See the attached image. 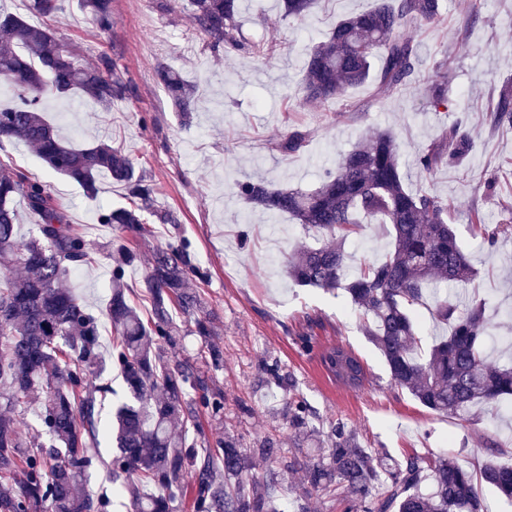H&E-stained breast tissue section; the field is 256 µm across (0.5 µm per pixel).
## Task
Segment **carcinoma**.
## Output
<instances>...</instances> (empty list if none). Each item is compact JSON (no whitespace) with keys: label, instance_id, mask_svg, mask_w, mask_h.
Instances as JSON below:
<instances>
[{"label":"carcinoma","instance_id":"obj_1","mask_svg":"<svg viewBox=\"0 0 512 512\" xmlns=\"http://www.w3.org/2000/svg\"><path fill=\"white\" fill-rule=\"evenodd\" d=\"M315 0H285V16L306 15ZM98 27L112 26V0H79ZM191 22L211 47L242 50L239 0H191ZM443 0H376L375 6L337 21L325 40L306 53L303 98L319 103L374 77L380 95H390L414 75L418 46L399 35L409 22L440 18ZM0 76L16 89V105L0 108V143L31 146L54 172L78 183L93 197L102 175L124 186L130 205L100 210L99 223L127 232L142 229L145 215L174 224L169 212L155 209L154 188L135 173L123 148L99 143L79 148L64 143L43 115L46 94L81 92L108 111L126 95L117 64L106 54L80 62L72 47L47 26H34L0 8ZM155 76L184 117L195 110V88L164 63ZM448 71L429 87L436 104L448 102ZM490 123L512 126V83L503 86L490 108ZM309 146L308 135L292 129L280 141L283 153ZM472 149L465 128L454 123L416 159L425 172L441 164L460 165ZM400 144L387 130L369 132L331 168L312 192L273 188L238 180L235 194L264 213L287 214L323 239L302 245L287 259L297 284L326 292L343 289L362 310L364 331L379 350L394 386L443 416H466L476 404L496 405L512 396V368L488 362L486 310L433 297L430 314L450 332L421 350L414 318L428 286L435 281L464 285L474 271L461 251L448 219V203L428 190L407 188L398 161ZM21 194L37 216L35 233L17 239L11 206ZM505 222L490 228L474 213L484 242L495 249L512 240V208ZM380 215L392 226L391 248L345 274L346 240L357 233L359 215ZM112 262L108 315L112 348L103 355L97 318L61 285L67 271L91 260L85 241L53 196L48 184L23 171L0 168V382L12 396L0 404V512H111V498L87 494L83 484L96 458L90 448L101 434L100 400L112 391L105 369L121 373L128 397L115 410L116 449L109 468L112 485L128 495L132 512H174L185 490L192 512H282L284 486L275 472L246 480L249 461L233 437L217 452L189 441L200 414L224 415V395L208 386L196 369L174 368L165 350L179 343L172 309L193 314L202 308L189 281H204L190 243L180 240L156 252L145 279L151 309L143 318L125 281L138 253L107 246ZM321 360L342 385L358 389L365 381L360 358L342 345L326 348ZM197 396H189L188 390ZM37 402L39 413L25 439L19 431L21 406ZM303 485L320 494L343 488L347 512H484L480 488L487 485L512 499V464L485 463L477 473L454 457H439L430 468L418 456L388 460L362 447L344 427L333 430L331 448L303 467Z\"/></svg>","mask_w":512,"mask_h":512}]
</instances>
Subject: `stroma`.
I'll return each mask as SVG.
<instances>
[{"instance_id":"35a3bbf8","label":"stroma","mask_w":512,"mask_h":512,"mask_svg":"<svg viewBox=\"0 0 512 512\" xmlns=\"http://www.w3.org/2000/svg\"><path fill=\"white\" fill-rule=\"evenodd\" d=\"M444 4L439 22L404 28L419 46L420 63L396 92L377 95L370 80L344 96L305 104V48L322 40L342 16L371 8L373 0H316L300 19L284 17L282 0H241L240 35L247 47L226 52L212 51L208 37L192 24L190 0H112L107 31L96 27L77 0H65L63 11L47 19L58 39L86 64L112 55L128 91L107 112L83 94L49 96L45 113L69 144L87 148L104 142L129 150L137 172L155 189L156 208L173 212L174 224L151 217L135 234L98 223L100 208L128 205L123 187L104 175L97 195L87 196L26 144L0 145V161L50 185L70 223L99 256L70 271L64 285L100 313L101 349L112 342V323L103 315L112 291L105 246L120 241L136 248L139 259L125 279L146 311L144 279L155 253L178 239L190 240L208 274L196 285L205 309L200 316L174 312L181 341L167 356L171 363L206 369L211 389L224 395L223 417L201 414L194 437L213 445L233 436L252 453L255 477L279 472L288 490L285 512H346L344 496L325 497L301 484L303 466L330 447L339 424L362 447L397 459L416 455L428 461L447 454L474 472L489 460L512 464L511 399L493 408L475 406L461 420L433 413L395 387L363 333L361 311L345 292L304 287L288 277V255L301 244L320 245V237L289 216L272 218L251 208L232 191L235 181L257 177L276 187L314 190L324 168L369 131L393 132L406 185L447 200L458 243L475 271L466 285L439 284V293L483 302L491 334L512 343V245L489 249L470 222L477 211L486 225L501 223L506 203H512V128H495L488 120L493 99L512 80V0ZM263 42L274 44V53H256L255 45ZM160 62L196 85L190 120L174 111L156 83ZM443 67L453 78L447 106L437 108L425 88ZM455 121L473 139L467 161L429 174L420 170L417 157ZM292 128L306 132L311 145L285 154L277 144ZM391 239V225L362 216L347 244L349 274L385 254ZM201 317L209 321L210 335L197 334ZM337 344L363 361L366 380L360 389L337 384L322 366V350ZM213 345L224 355L216 370L207 369L205 359ZM299 403L308 409L311 432L292 425ZM267 440L274 443V456H254Z\"/></svg>"}]
</instances>
